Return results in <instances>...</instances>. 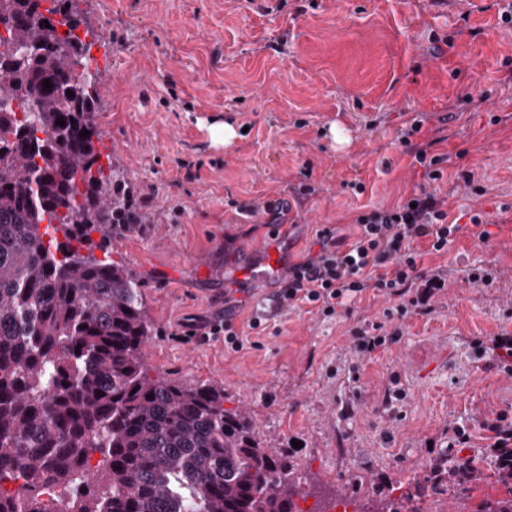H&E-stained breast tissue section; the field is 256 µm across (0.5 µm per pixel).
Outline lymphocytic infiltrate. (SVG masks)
Segmentation results:
<instances>
[{"mask_svg": "<svg viewBox=\"0 0 512 512\" xmlns=\"http://www.w3.org/2000/svg\"><path fill=\"white\" fill-rule=\"evenodd\" d=\"M354 222L356 237L345 246L337 243L332 227L316 229L318 252L293 265L287 287L276 291L268 310L251 319L250 329L267 328L270 319L302 305L332 317L370 289L399 298L398 315L426 312V297L408 294L421 276L415 247L423 242L430 251L445 252L459 230L449 222L441 201L424 191L395 206L361 212Z\"/></svg>", "mask_w": 512, "mask_h": 512, "instance_id": "f902f5d3", "label": "lymphocytic infiltrate"}]
</instances>
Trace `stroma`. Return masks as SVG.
<instances>
[{
    "instance_id": "obj_1",
    "label": "stroma",
    "mask_w": 512,
    "mask_h": 512,
    "mask_svg": "<svg viewBox=\"0 0 512 512\" xmlns=\"http://www.w3.org/2000/svg\"><path fill=\"white\" fill-rule=\"evenodd\" d=\"M99 69L92 122L124 176L143 225L113 236L112 260L138 281L151 374L224 391L254 417L266 448L288 454L319 512L349 495L353 512L402 498L406 512H481L506 497L496 433L512 428V0H72ZM445 156L442 180L399 141ZM239 129L230 146L209 129ZM341 128L344 143L329 130ZM473 174L485 192L455 188ZM461 224L447 252L422 251L444 288L426 315L366 291L326 318L306 305L257 333L249 321L276 291L240 281L239 255L289 243L312 255L325 224L352 242V219L421 191ZM274 200L281 222L249 216ZM488 220L487 242L468 229ZM489 273V284L471 273ZM236 309L243 347L187 335L196 317ZM400 328L362 356L352 328ZM471 460L466 489L426 488L432 466Z\"/></svg>"
}]
</instances>
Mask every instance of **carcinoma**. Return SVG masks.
I'll return each instance as SVG.
<instances>
[{"label":"carcinoma","mask_w":512,"mask_h":512,"mask_svg":"<svg viewBox=\"0 0 512 512\" xmlns=\"http://www.w3.org/2000/svg\"><path fill=\"white\" fill-rule=\"evenodd\" d=\"M80 25L69 0H0V512H296L288 458L223 390L148 372L141 291L109 250L123 176L104 173L95 81L72 67L93 60ZM48 484L71 495L48 503Z\"/></svg>","instance_id":"carcinoma-1"}]
</instances>
